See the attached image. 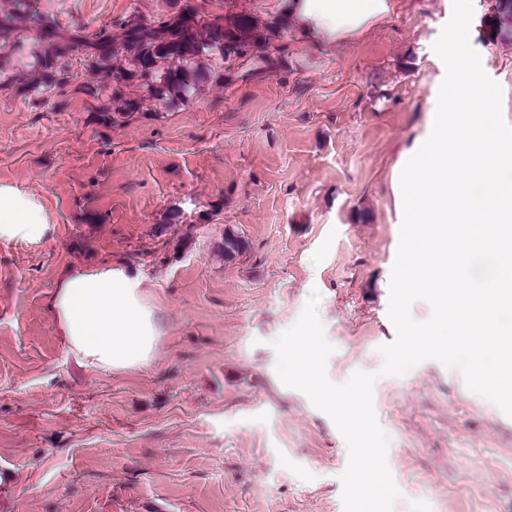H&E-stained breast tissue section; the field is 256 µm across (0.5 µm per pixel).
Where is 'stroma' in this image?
<instances>
[{
    "mask_svg": "<svg viewBox=\"0 0 512 512\" xmlns=\"http://www.w3.org/2000/svg\"><path fill=\"white\" fill-rule=\"evenodd\" d=\"M341 46L287 32L285 55L194 101L105 128L73 87L24 92L34 43L0 74V183L54 218L39 248L0 242V512H344L348 447L279 379L274 341L312 291L335 348L327 375L378 373L374 408L401 497L393 512H512V418L428 360L380 376L403 201L400 171L431 130L453 0H395ZM94 33L166 0H38ZM471 46L512 126V29ZM179 210V223L169 220ZM248 241L224 254L225 233ZM143 276L150 361L78 366L48 309L62 273Z\"/></svg>",
    "mask_w": 512,
    "mask_h": 512,
    "instance_id": "stroma-1",
    "label": "stroma"
}]
</instances>
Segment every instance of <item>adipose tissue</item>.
<instances>
[{
    "instance_id": "adipose-tissue-1",
    "label": "adipose tissue",
    "mask_w": 512,
    "mask_h": 512,
    "mask_svg": "<svg viewBox=\"0 0 512 512\" xmlns=\"http://www.w3.org/2000/svg\"><path fill=\"white\" fill-rule=\"evenodd\" d=\"M394 11L393 0H289L293 29L331 46L354 39ZM54 222L36 191L0 183V241L44 244ZM141 279L111 264L68 269L49 305L66 349L88 370H124L150 360L157 332Z\"/></svg>"
}]
</instances>
